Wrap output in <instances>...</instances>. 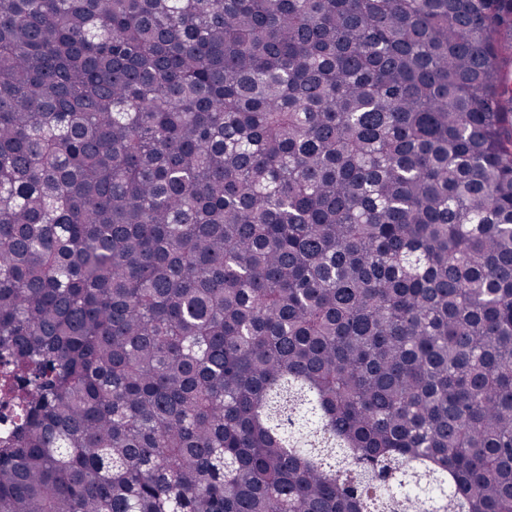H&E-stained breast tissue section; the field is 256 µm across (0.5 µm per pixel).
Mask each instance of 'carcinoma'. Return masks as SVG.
<instances>
[{
    "instance_id": "carcinoma-1",
    "label": "carcinoma",
    "mask_w": 512,
    "mask_h": 512,
    "mask_svg": "<svg viewBox=\"0 0 512 512\" xmlns=\"http://www.w3.org/2000/svg\"><path fill=\"white\" fill-rule=\"evenodd\" d=\"M0 512H512V0H0Z\"/></svg>"
}]
</instances>
